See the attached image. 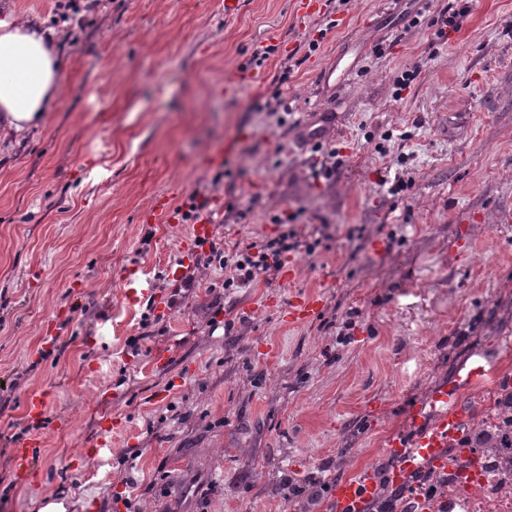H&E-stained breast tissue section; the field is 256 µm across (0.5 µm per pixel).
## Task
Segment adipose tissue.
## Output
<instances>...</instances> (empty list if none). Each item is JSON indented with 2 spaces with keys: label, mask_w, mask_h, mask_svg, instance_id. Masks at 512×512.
<instances>
[{
  "label": "adipose tissue",
  "mask_w": 512,
  "mask_h": 512,
  "mask_svg": "<svg viewBox=\"0 0 512 512\" xmlns=\"http://www.w3.org/2000/svg\"><path fill=\"white\" fill-rule=\"evenodd\" d=\"M54 29L14 11L0 13V136L43 124L58 94L62 64Z\"/></svg>",
  "instance_id": "ef3b65f1"
}]
</instances>
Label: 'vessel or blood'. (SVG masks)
<instances>
[{"instance_id": "obj_1", "label": "vessel or blood", "mask_w": 512, "mask_h": 512, "mask_svg": "<svg viewBox=\"0 0 512 512\" xmlns=\"http://www.w3.org/2000/svg\"><path fill=\"white\" fill-rule=\"evenodd\" d=\"M322 305L321 294H295L288 304L284 319L291 325L305 323L319 314ZM469 418V406L457 397L454 389L445 384L439 385L430 398L428 409L412 411L411 419L419 432L413 435L410 443L397 440L386 444V454L401 458L399 465L389 474L390 482L396 485L407 483L413 470L425 462L439 468L446 466L449 442L462 431ZM125 429L126 424L122 419L102 417L98 434L89 448L84 450V457L99 455L110 447L113 435ZM38 446V439L30 438L15 448L12 467L19 479L27 480L35 476ZM379 489L380 479L371 469L356 478L336 480L331 489L333 512H366L368 505L377 498Z\"/></svg>"}]
</instances>
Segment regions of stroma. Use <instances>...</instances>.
Here are the masks:
<instances>
[{"label":"stroma","mask_w":512,"mask_h":512,"mask_svg":"<svg viewBox=\"0 0 512 512\" xmlns=\"http://www.w3.org/2000/svg\"><path fill=\"white\" fill-rule=\"evenodd\" d=\"M7 3L64 38L46 123L0 138V512H332L328 484L411 436L439 383L496 366L458 388L472 411L493 405L512 373V0H472L444 33L456 0H322L310 16L241 0L232 17L224 0ZM336 61L315 142L301 128ZM244 130L222 167L200 166ZM193 208L215 225L200 257L292 233L294 280L228 288L195 269ZM175 269L195 288L174 294ZM133 273L152 298H126ZM313 291L319 315L284 324ZM103 415L127 433L79 459ZM31 437L39 475L23 482L12 456ZM288 476L324 482L314 506Z\"/></svg>","instance_id":"35a3bbf8"}]
</instances>
